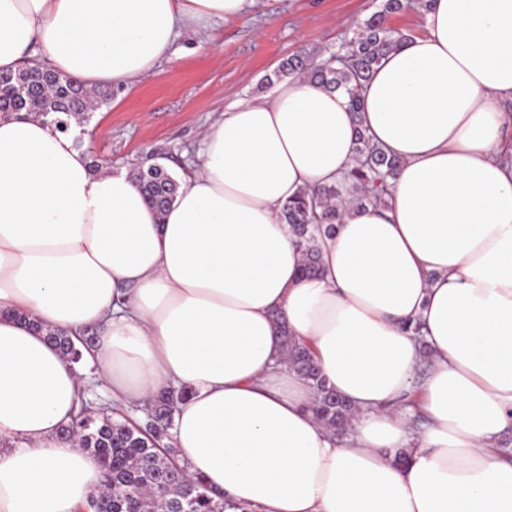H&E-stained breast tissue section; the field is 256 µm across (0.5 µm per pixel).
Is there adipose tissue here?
I'll return each instance as SVG.
<instances>
[{"label": "adipose tissue", "instance_id": "ef3b65f1", "mask_svg": "<svg viewBox=\"0 0 512 512\" xmlns=\"http://www.w3.org/2000/svg\"><path fill=\"white\" fill-rule=\"evenodd\" d=\"M253 2L0 0V72L128 86ZM363 100L291 77L234 103L161 214L73 134L0 119V512H83L100 488L59 437L86 367L124 406L186 389L176 455L244 512H512V0H431ZM360 127L403 165L303 275L283 209L352 168ZM89 329L78 364L46 340ZM287 334L352 405L344 436Z\"/></svg>", "mask_w": 512, "mask_h": 512}]
</instances>
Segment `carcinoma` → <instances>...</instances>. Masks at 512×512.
<instances>
[{
    "label": "carcinoma",
    "instance_id": "carcinoma-1",
    "mask_svg": "<svg viewBox=\"0 0 512 512\" xmlns=\"http://www.w3.org/2000/svg\"><path fill=\"white\" fill-rule=\"evenodd\" d=\"M430 0H382L379 9L363 20L354 36L330 57L318 60L311 51L301 50L283 60L277 77H303L329 90H341L351 111L363 107L362 92L382 61L409 33L389 24L390 17L410 9L412 4L428 10ZM99 105L97 91L86 88L72 76L25 67L0 79V117L22 112L50 120L58 129H70L71 120ZM401 162L375 144L367 131L357 130L355 164L336 183L302 193L284 207L289 224L304 253L302 271L311 275L320 268L319 237L340 223L352 208L385 203L390 180L396 178ZM132 177L147 202L163 213L178 189L175 176L146 155L132 169ZM63 355L79 363L82 352L68 336L49 334ZM285 363L310 384L317 420L338 435L345 433L353 410L333 389L327 387L309 352L285 336ZM185 391L163 389L151 400L154 424L142 426L122 414L112 417L94 411H78L61 429L65 439L73 438L80 448L100 463L103 482L91 496L90 505L105 512H226L235 505L210 490L202 479L191 484L172 471L174 448L170 445L176 397Z\"/></svg>",
    "mask_w": 512,
    "mask_h": 512
}]
</instances>
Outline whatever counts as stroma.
I'll return each mask as SVG.
<instances>
[{
    "instance_id": "obj_1",
    "label": "stroma",
    "mask_w": 512,
    "mask_h": 512,
    "mask_svg": "<svg viewBox=\"0 0 512 512\" xmlns=\"http://www.w3.org/2000/svg\"><path fill=\"white\" fill-rule=\"evenodd\" d=\"M381 0H258L242 18L214 23L213 42L176 41L173 61L90 112L79 138L91 159L133 168L145 155L172 172L193 164L204 126L236 101L272 95L281 59L306 49L325 59Z\"/></svg>"
}]
</instances>
